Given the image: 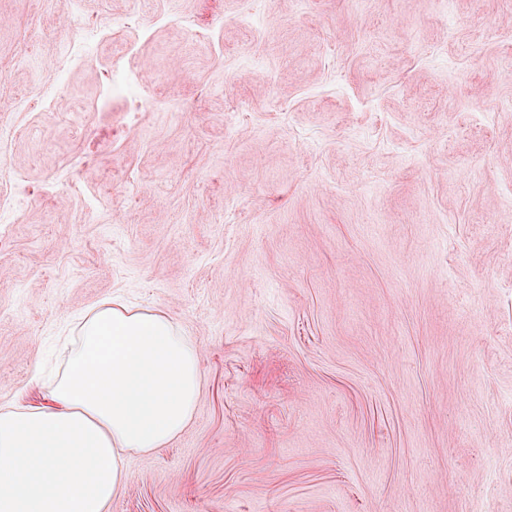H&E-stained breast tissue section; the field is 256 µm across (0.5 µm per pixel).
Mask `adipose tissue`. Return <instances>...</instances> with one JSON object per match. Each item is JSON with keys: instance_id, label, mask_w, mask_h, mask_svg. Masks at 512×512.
I'll return each instance as SVG.
<instances>
[{"instance_id": "1", "label": "adipose tissue", "mask_w": 512, "mask_h": 512, "mask_svg": "<svg viewBox=\"0 0 512 512\" xmlns=\"http://www.w3.org/2000/svg\"><path fill=\"white\" fill-rule=\"evenodd\" d=\"M63 348L44 402L0 405V512H106L129 456L165 447L195 412L199 348L164 311L106 300Z\"/></svg>"}]
</instances>
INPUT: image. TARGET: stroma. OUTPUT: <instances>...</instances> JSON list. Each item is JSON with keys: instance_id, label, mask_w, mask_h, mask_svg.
Here are the masks:
<instances>
[{"instance_id": "obj_1", "label": "stroma", "mask_w": 512, "mask_h": 512, "mask_svg": "<svg viewBox=\"0 0 512 512\" xmlns=\"http://www.w3.org/2000/svg\"><path fill=\"white\" fill-rule=\"evenodd\" d=\"M511 50L512 0H0V404L119 295L203 383L107 512H512ZM157 66L149 65L142 67L140 72L132 77L124 67L119 63H113L110 71L107 73L105 84L114 92L127 91V109L126 112H154L152 107L140 95L142 87L152 86L157 80Z\"/></svg>"}]
</instances>
